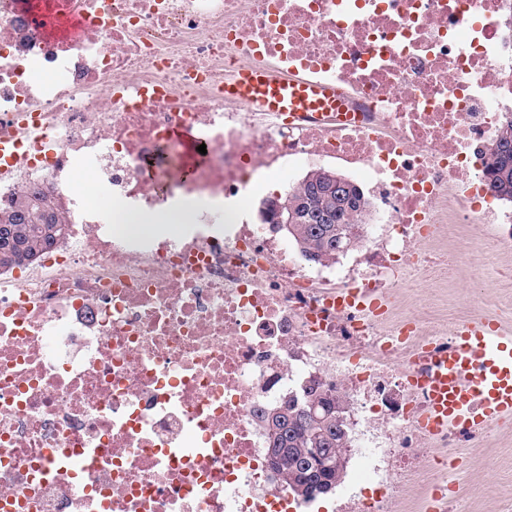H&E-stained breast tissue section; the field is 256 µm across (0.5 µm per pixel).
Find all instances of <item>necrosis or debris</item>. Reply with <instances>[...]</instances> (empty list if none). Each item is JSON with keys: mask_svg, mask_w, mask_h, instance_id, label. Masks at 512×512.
Listing matches in <instances>:
<instances>
[{"mask_svg": "<svg viewBox=\"0 0 512 512\" xmlns=\"http://www.w3.org/2000/svg\"><path fill=\"white\" fill-rule=\"evenodd\" d=\"M64 12L80 34L48 37ZM257 64L335 87L341 111L225 98ZM509 112L512 0H0V139L26 157L0 206L39 184L67 225L0 271V512H298L258 413L312 379L353 411L334 512H404L422 464L496 432L420 429L408 372L451 334L400 297L469 263L451 225L512 245L485 175ZM179 130L206 146L184 179ZM303 166L378 201L344 271L236 213ZM85 183L140 213L205 206L177 238L116 235Z\"/></svg>", "mask_w": 512, "mask_h": 512, "instance_id": "4bbe7bcc", "label": "necrosis or debris"}]
</instances>
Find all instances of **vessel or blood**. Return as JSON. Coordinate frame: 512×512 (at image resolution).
<instances>
[{"instance_id": "1", "label": "vessel or blood", "mask_w": 512, "mask_h": 512, "mask_svg": "<svg viewBox=\"0 0 512 512\" xmlns=\"http://www.w3.org/2000/svg\"><path fill=\"white\" fill-rule=\"evenodd\" d=\"M226 96L266 112H331L329 85L273 75L262 65L239 72ZM421 383L427 400L422 426L439 433L452 425H484L512 417V338L494 321L467 326L457 341L435 353Z\"/></svg>"}]
</instances>
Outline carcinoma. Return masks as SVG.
I'll return each mask as SVG.
<instances>
[{
	"label": "carcinoma",
	"mask_w": 512,
	"mask_h": 512,
	"mask_svg": "<svg viewBox=\"0 0 512 512\" xmlns=\"http://www.w3.org/2000/svg\"><path fill=\"white\" fill-rule=\"evenodd\" d=\"M496 149L489 156L486 166L488 189L501 200L512 203V112L506 115L503 131L495 141ZM358 191L352 185L346 196L333 200L327 197L319 176L302 180L291 191L295 200L304 202L300 221L288 225V238L319 263L336 258L341 248L355 245L358 236L353 234L355 225L348 223L354 207L351 196ZM6 227L7 236L0 237V269L10 270L25 265V260L38 256L52 247L65 233V224L58 215L51 197L43 194L32 199L22 193L7 207L0 208V227ZM306 388L276 407L260 410L268 439V451L278 459L277 470L286 478V484L294 483L303 488L294 496L310 501L318 480L336 483V465L331 463L320 473L313 474L307 468L303 450L330 448L333 453L348 447L349 426L336 412L339 397L323 388H311L314 402L320 405L317 414L321 420L308 418L311 402L305 397Z\"/></svg>",
	"instance_id": "obj_1"
}]
</instances>
